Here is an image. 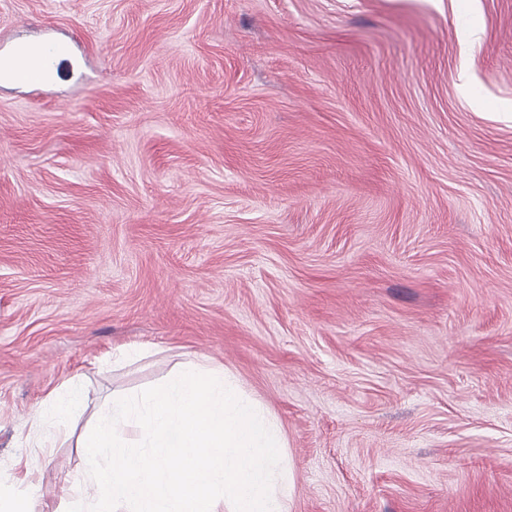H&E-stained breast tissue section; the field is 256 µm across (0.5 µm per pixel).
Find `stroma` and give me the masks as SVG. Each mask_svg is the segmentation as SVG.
Returning <instances> with one entry per match:
<instances>
[{"label":"stroma","instance_id":"1","mask_svg":"<svg viewBox=\"0 0 512 512\" xmlns=\"http://www.w3.org/2000/svg\"><path fill=\"white\" fill-rule=\"evenodd\" d=\"M57 41L0 85V512L197 355L288 512H512V0H0L1 50ZM67 51L66 45L56 43L49 57L38 47L16 46L0 57V82L29 75L36 76L43 84L51 83L59 76L57 59L63 57ZM86 392L80 388H71L64 395L56 391L49 394L44 407L33 416L32 428L37 435L46 438L51 433L45 428L49 416L63 417L81 409L86 401Z\"/></svg>","mask_w":512,"mask_h":512}]
</instances>
